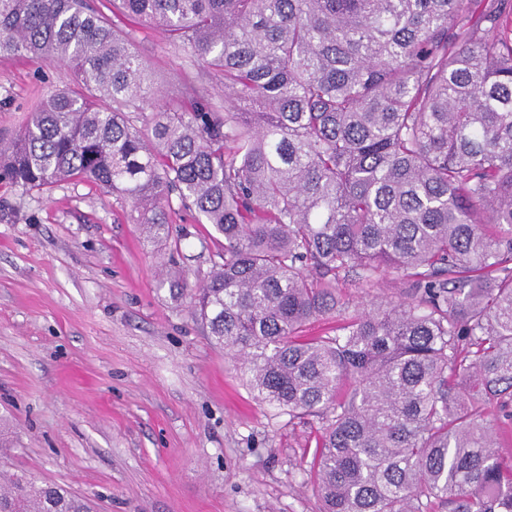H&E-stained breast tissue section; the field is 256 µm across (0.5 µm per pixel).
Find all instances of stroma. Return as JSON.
I'll return each instance as SVG.
<instances>
[{
  "mask_svg": "<svg viewBox=\"0 0 512 512\" xmlns=\"http://www.w3.org/2000/svg\"><path fill=\"white\" fill-rule=\"evenodd\" d=\"M176 101L191 52L113 16ZM72 80L50 58H0V137ZM189 286L220 247L173 204ZM167 252L130 204L85 181L0 185V476L61 485L95 512H319L315 423L259 403L188 300L160 287Z\"/></svg>",
  "mask_w": 512,
  "mask_h": 512,
  "instance_id": "stroma-1",
  "label": "stroma"
}]
</instances>
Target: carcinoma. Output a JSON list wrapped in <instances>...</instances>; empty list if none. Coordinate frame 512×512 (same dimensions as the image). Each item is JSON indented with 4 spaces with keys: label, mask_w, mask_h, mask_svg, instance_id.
<instances>
[{
    "label": "carcinoma",
    "mask_w": 512,
    "mask_h": 512,
    "mask_svg": "<svg viewBox=\"0 0 512 512\" xmlns=\"http://www.w3.org/2000/svg\"><path fill=\"white\" fill-rule=\"evenodd\" d=\"M479 2L112 0L224 81V109L191 86L173 110L86 0H0V56L74 73L0 143V183L93 182L176 253L172 197L213 227L203 284L160 285L258 401L316 419L323 512H512L488 423L512 422V4ZM383 273L403 299L349 306ZM0 512L91 508L17 477Z\"/></svg>",
    "instance_id": "1"
}]
</instances>
